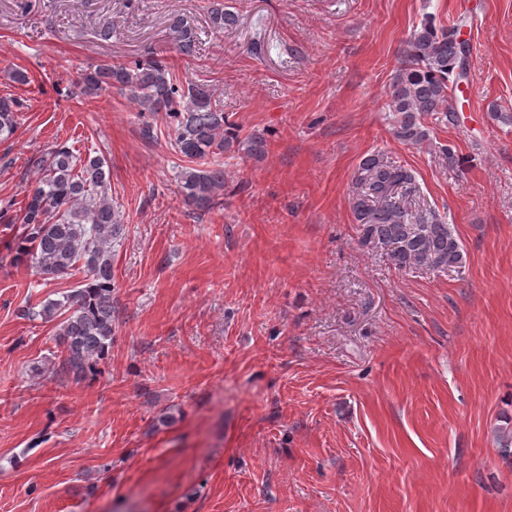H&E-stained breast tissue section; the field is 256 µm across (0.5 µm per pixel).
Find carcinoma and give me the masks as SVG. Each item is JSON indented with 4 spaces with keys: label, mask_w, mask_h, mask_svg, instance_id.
Listing matches in <instances>:
<instances>
[{
    "label": "carcinoma",
    "mask_w": 512,
    "mask_h": 512,
    "mask_svg": "<svg viewBox=\"0 0 512 512\" xmlns=\"http://www.w3.org/2000/svg\"><path fill=\"white\" fill-rule=\"evenodd\" d=\"M213 30L235 26L238 15L222 3L210 11ZM179 52L190 57L197 38L177 20L172 26ZM461 26H436L426 20L403 51L404 62L390 85L388 107L394 113L393 134L399 141L421 146L430 141L424 123L428 116L456 121L449 111V91L467 77L469 51L459 48ZM84 94L113 87L138 103L140 112L162 113L165 133L190 166L179 174L178 191L201 212L213 209L224 195V166L203 169L193 164L216 158L238 141L206 83L182 84L162 61L114 63L105 61L80 77ZM17 101L0 98V136L17 128ZM42 177L27 195L21 223L24 235L16 256L31 263L44 277L64 275L82 262L88 276L83 286L47 299L40 310L28 307L22 316L60 319V372L81 380L97 372L114 332L112 319V244L123 235L120 212L109 194L105 159L87 156L79 161L62 145L35 161ZM351 210L361 245L384 252L398 269L433 271L461 269L463 248L450 224L438 211L412 205L416 195L413 172L379 153L361 159L354 174Z\"/></svg>",
    "instance_id": "1"
}]
</instances>
